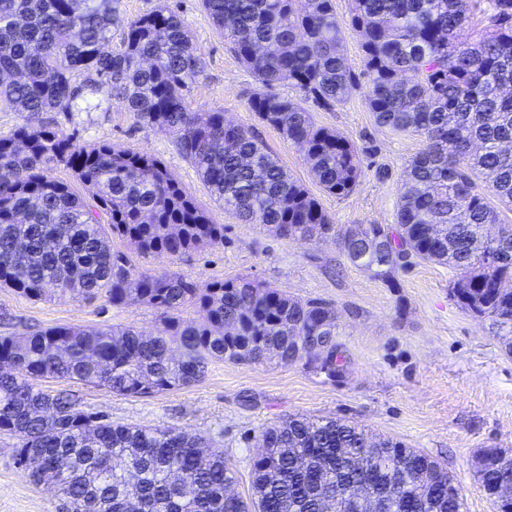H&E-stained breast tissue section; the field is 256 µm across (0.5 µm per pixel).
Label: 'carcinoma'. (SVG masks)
<instances>
[{
	"label": "carcinoma",
	"mask_w": 512,
	"mask_h": 512,
	"mask_svg": "<svg viewBox=\"0 0 512 512\" xmlns=\"http://www.w3.org/2000/svg\"><path fill=\"white\" fill-rule=\"evenodd\" d=\"M201 5L258 84L250 110L303 147L327 193L349 194L361 161L347 138L315 125L307 102L333 110L360 90L379 124L422 138L403 172L396 224L332 223L255 131L192 106L202 57L168 4L126 19L120 0H0V104L26 113L0 137V288L42 301L52 287L159 315L149 336L71 325L0 336V432L17 440L16 463L53 475L65 512H324L323 498L366 475L396 512H463L461 489L438 461L346 420L296 416L262 429L245 499L228 493L236 473L224 451L197 432L117 425L40 386L71 379L134 397L196 384L217 361L302 362L333 379L345 367L330 305L245 276L201 283L142 272L112 250L119 238L142 256L182 257L224 245V225L156 157L82 144L40 119L82 111L101 88L137 122L170 134L214 201L242 221L291 242L332 239L386 281L409 257L448 266L452 296L512 355V224L503 218L512 212V0H351L361 75L333 0ZM60 166L76 184L55 178ZM187 306L199 320L181 317ZM478 473L493 496L512 483V454L486 449ZM336 15L343 21L340 36L344 45L345 53L351 67L360 73L363 71L362 52L360 47L361 38L357 32L345 25L350 8V0H333Z\"/></svg>",
	"instance_id": "carcinoma-1"
}]
</instances>
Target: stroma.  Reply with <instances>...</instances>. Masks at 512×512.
Wrapping results in <instances>:
<instances>
[{
  "label": "stroma",
  "mask_w": 512,
  "mask_h": 512,
  "mask_svg": "<svg viewBox=\"0 0 512 512\" xmlns=\"http://www.w3.org/2000/svg\"><path fill=\"white\" fill-rule=\"evenodd\" d=\"M177 9L202 54L203 72L192 105L223 110L226 120L255 130L283 165L302 181L333 223L394 224L405 164L422 148L419 136L376 123L362 96L328 111L311 107L314 123L352 142L362 174L345 196L325 192L311 174L300 147L262 125L248 108L256 83L225 45L200 0H121L131 18L160 4ZM87 112H49L45 118L79 142L100 141L147 152L161 160L182 187L209 208L224 227V245L182 258L144 257L127 251L141 271L172 270L203 282L247 276L288 295L331 304L338 341L348 357L342 377L328 379L296 363L210 365L199 383L146 397L122 396L103 387L46 379L48 390H67L83 409L112 422L192 429L223 449L240 496L250 493V460L260 431L291 415L346 419L392 437L445 464L461 488L465 512H496L477 478L484 449L512 452V356L506 355L488 322L474 317L450 295L453 272L419 260L385 282L350 264L334 241L289 242L261 225L243 223L215 206L195 168L179 155L172 137L138 123L123 100L101 92ZM158 315L146 305L115 308L53 294L28 299L0 288V336L54 325L132 326L155 331ZM13 437L0 434V512H58L52 485L34 484L17 465Z\"/></svg>",
  "instance_id": "stroma-1"
}]
</instances>
